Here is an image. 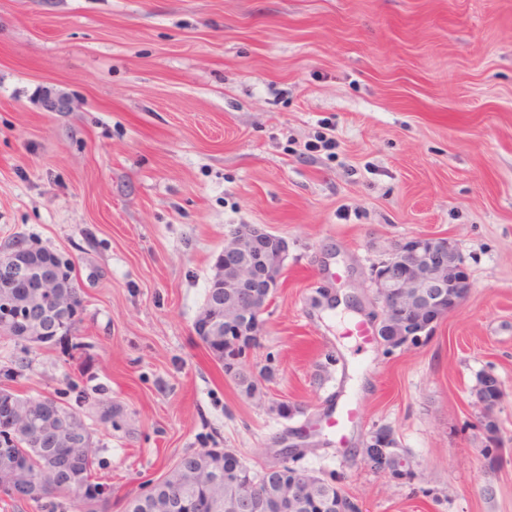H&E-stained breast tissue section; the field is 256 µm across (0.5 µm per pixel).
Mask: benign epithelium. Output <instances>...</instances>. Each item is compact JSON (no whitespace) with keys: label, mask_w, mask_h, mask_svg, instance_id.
Wrapping results in <instances>:
<instances>
[{"label":"benign epithelium","mask_w":512,"mask_h":512,"mask_svg":"<svg viewBox=\"0 0 512 512\" xmlns=\"http://www.w3.org/2000/svg\"><path fill=\"white\" fill-rule=\"evenodd\" d=\"M286 242L258 225L244 224L225 240L212 267L209 282L221 290L201 311L195 323L198 336L224 335V350H234L232 367L241 369L254 350V341L243 343L242 336L260 337L263 314L285 273ZM373 286L380 306L375 328L377 338L389 349L423 343L441 320L455 312L467 299L473 283L458 247L447 238L425 234L400 243L373 270ZM74 276V263L29 238L17 236L0 245V338L21 342L29 349L50 345L64 336L81 319L84 304ZM486 391L477 397L484 435L482 453L498 457L502 453L500 428L495 406L502 394V383L493 374L482 375ZM58 401L50 396L18 398L13 391L0 392V440L24 438L34 442L41 455L44 473L54 475L60 461L53 448L65 445L80 448L86 443L85 425L75 418H63ZM398 439L388 428L370 432L362 448L367 465L396 484L411 481L415 461L398 451ZM224 471L202 462L195 470L179 467L184 486L197 482L204 473L217 484L230 486L229 477L243 467L233 451L212 449ZM300 457L294 452L282 459L288 468ZM296 469V468H294ZM0 471L11 476L8 495L29 498L31 477L14 458L0 457ZM298 479L288 485V494L250 493L240 500L224 496V510L236 512H295L314 484L308 471L298 468ZM356 500L341 493L336 497L325 489L319 508L324 512H349Z\"/></svg>","instance_id":"7a95c632"}]
</instances>
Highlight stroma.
Returning <instances> with one entry per match:
<instances>
[{"mask_svg": "<svg viewBox=\"0 0 512 512\" xmlns=\"http://www.w3.org/2000/svg\"><path fill=\"white\" fill-rule=\"evenodd\" d=\"M288 243L242 397L194 331L229 231ZM417 234L474 283L421 346L351 330L371 273ZM73 259L71 336L0 339V387L74 408L123 512L184 454L299 468L361 512H512V0H0V240ZM509 452L484 472L476 375ZM292 405L293 418L271 407ZM354 411L342 432L331 411ZM391 427L417 464L364 463ZM363 445V457L370 468L396 484L411 481L415 461L410 454L405 456L398 451V439L393 431L378 428L367 435Z\"/></svg>", "mask_w": 512, "mask_h": 512, "instance_id": "obj_1", "label": "stroma"}]
</instances>
